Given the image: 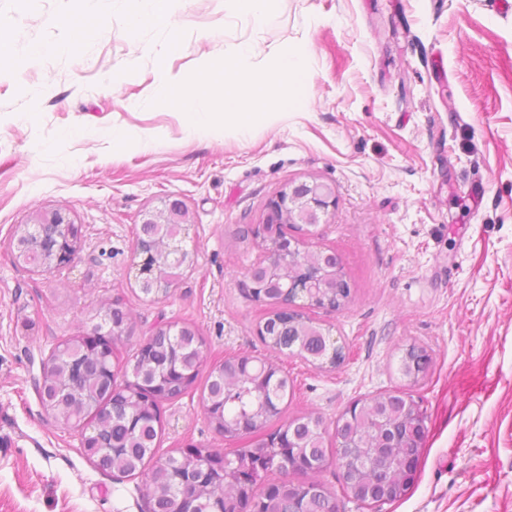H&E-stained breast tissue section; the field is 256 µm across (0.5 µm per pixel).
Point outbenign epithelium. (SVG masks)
Here are the masks:
<instances>
[{"instance_id": "1", "label": "benign epithelium", "mask_w": 512, "mask_h": 512, "mask_svg": "<svg viewBox=\"0 0 512 512\" xmlns=\"http://www.w3.org/2000/svg\"><path fill=\"white\" fill-rule=\"evenodd\" d=\"M335 206L333 185L317 181L290 183L268 201L262 221L251 229L260 255L253 270L245 275L246 287L254 300L268 305L271 313L279 314L290 327L307 321L305 310L310 306L336 310V305L327 300L316 301L314 291L318 284L330 280L335 291L343 295L350 292L342 262L335 252L329 249L306 251L301 248V240L288 233L290 228L311 232L326 221ZM167 224L177 225L178 235L170 239L160 235L158 229ZM189 224L190 212L179 199L169 198L160 208L146 213L132 261L135 280L143 293L165 296L175 286L176 279L168 280L162 272L167 255L178 258V265L182 267L193 263L192 254L181 246ZM81 237L82 226L66 212L53 209L33 213L18 231L15 241L18 254L22 256L43 252L53 243H60L53 260L44 265L49 269L69 264ZM118 311H122L118 300L103 304L97 312L98 322L87 331L88 339L109 357L114 351V336L118 335L112 314ZM308 335L325 337L320 360L326 359L332 366L340 363L342 347L325 329L311 330ZM372 422L385 431L399 427L405 436L386 433L376 444L369 445L364 442L363 428L354 423L345 430L336 449L338 459L366 464L362 478L350 490L352 498L364 505L380 506L393 497H403L414 485L427 426L419 404L406 395L399 400L387 395L379 398ZM302 488L307 497L289 500L288 512H307L308 500L329 492L317 479L302 484Z\"/></svg>"}]
</instances>
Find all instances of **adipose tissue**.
Returning <instances> with one entry per match:
<instances>
[{
    "instance_id": "adipose-tissue-1",
    "label": "adipose tissue",
    "mask_w": 512,
    "mask_h": 512,
    "mask_svg": "<svg viewBox=\"0 0 512 512\" xmlns=\"http://www.w3.org/2000/svg\"><path fill=\"white\" fill-rule=\"evenodd\" d=\"M129 34H137L148 23L170 25L176 0H127ZM251 41L234 44L221 67L203 65L187 78L163 72L159 75L157 102L178 108L185 116L188 137L203 138L228 127L244 134L259 121L295 107L288 96L289 85L304 84L307 47H274V68H254L244 77L229 79L236 63L254 56Z\"/></svg>"
}]
</instances>
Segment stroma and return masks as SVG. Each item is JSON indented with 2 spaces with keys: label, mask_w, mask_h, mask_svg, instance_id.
<instances>
[{
  "label": "stroma",
  "mask_w": 512,
  "mask_h": 512,
  "mask_svg": "<svg viewBox=\"0 0 512 512\" xmlns=\"http://www.w3.org/2000/svg\"><path fill=\"white\" fill-rule=\"evenodd\" d=\"M98 33L70 44L81 0H0L14 53L51 51L0 71V512H146L143 477L97 470L78 432L46 414L34 383L51 349L122 302L128 364L160 323L194 328L207 366L273 358L287 375L286 417L316 413L328 431L353 402L411 391L428 436L413 489L380 512H512V0H281L254 28L222 0H178L182 51L166 28L129 37L126 0H91ZM249 39L308 44L299 108L246 137L188 138L183 114L156 103L159 70L193 75ZM130 76L113 83L115 70ZM124 132L123 141L108 137ZM336 188V207L305 241L342 260L351 295L310 310L345 352L337 367L273 353L245 274L249 233L291 182ZM178 198L194 255L167 297L127 275L145 213ZM66 210L82 226L74 260L38 274L13 259L20 224ZM427 374L399 372L409 346ZM205 377L162 406L159 457L224 448L203 409Z\"/></svg>",
  "instance_id": "stroma-1"
}]
</instances>
